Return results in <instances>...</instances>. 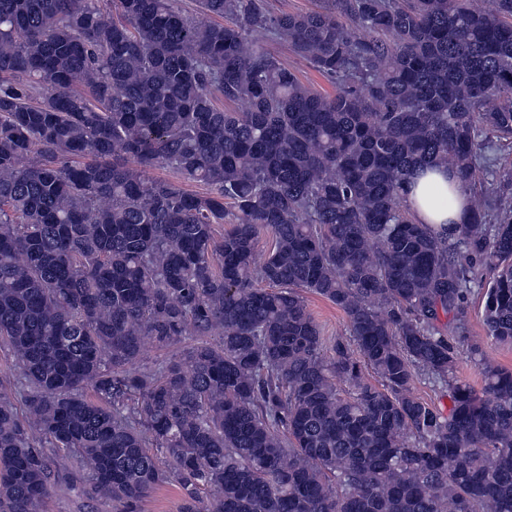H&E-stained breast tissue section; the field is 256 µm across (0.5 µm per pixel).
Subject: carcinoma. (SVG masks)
I'll use <instances>...</instances> for the list:
<instances>
[{"label": "carcinoma", "instance_id": "cac0c4a2", "mask_svg": "<svg viewBox=\"0 0 512 512\" xmlns=\"http://www.w3.org/2000/svg\"><path fill=\"white\" fill-rule=\"evenodd\" d=\"M98 2L0 0V512H40L61 451L112 512L163 484L181 512H512V370L467 323L485 271L512 345V0ZM417 167L470 185L468 223L414 221ZM306 292L345 315L329 356ZM269 6L276 12H308L325 6L322 0H268ZM451 342L457 346L458 360L456 365V378L459 381L465 382L473 386L477 390H481L482 379L477 367L469 358L466 346L456 344L453 340ZM414 391L428 403L435 404L443 409H448L450 404L448 393L439 385H435L428 380L417 381L414 385Z\"/></svg>", "mask_w": 512, "mask_h": 512}]
</instances>
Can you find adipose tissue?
<instances>
[{
    "mask_svg": "<svg viewBox=\"0 0 512 512\" xmlns=\"http://www.w3.org/2000/svg\"><path fill=\"white\" fill-rule=\"evenodd\" d=\"M439 193L452 196L450 208L437 206L435 196ZM405 200L415 221L421 224H462L469 216V189L450 172L428 171L412 175L406 183Z\"/></svg>",
    "mask_w": 512,
    "mask_h": 512,
    "instance_id": "adipose-tissue-1",
    "label": "adipose tissue"
}]
</instances>
